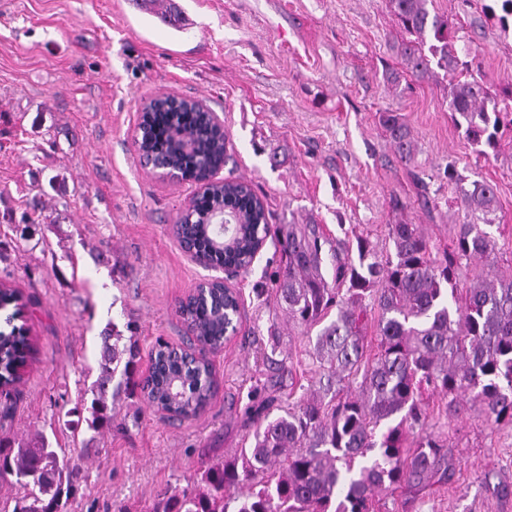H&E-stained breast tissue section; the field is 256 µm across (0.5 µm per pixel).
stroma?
Here are the masks:
<instances>
[{"label":"stroma","instance_id":"obj_1","mask_svg":"<svg viewBox=\"0 0 512 512\" xmlns=\"http://www.w3.org/2000/svg\"><path fill=\"white\" fill-rule=\"evenodd\" d=\"M177 32L135 0H0V282L32 302L34 353L0 393V440L43 438L65 454L76 488L68 512H148L165 489L194 484L206 464L246 445L248 409L271 393L300 397L313 382L308 338L254 286L272 271L265 247L232 281L242 298L236 335L211 360L218 387L198 416L176 420L139 394L111 403L112 424L71 428L91 403L101 338L134 337L137 375L157 339L179 345L181 300L212 269L172 233L195 191L145 168L134 143L141 101L161 93L204 101L224 119L223 177L251 183L270 221L313 219L328 234L390 244L388 227L420 225L442 247L463 217L453 167L493 184L487 230L499 273L512 272V129L499 155L478 154L448 115V78L392 88L402 31L389 0H174ZM480 64L491 93L512 85V18L492 0H429ZM399 112L415 141L402 163L379 124ZM278 338L270 340L268 327ZM285 359L272 373L268 354ZM456 471L411 506L383 496L380 512H512V425L469 406L446 421Z\"/></svg>","mask_w":512,"mask_h":512}]
</instances>
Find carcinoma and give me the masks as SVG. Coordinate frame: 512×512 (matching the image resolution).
I'll use <instances>...</instances> for the list:
<instances>
[{
	"mask_svg": "<svg viewBox=\"0 0 512 512\" xmlns=\"http://www.w3.org/2000/svg\"><path fill=\"white\" fill-rule=\"evenodd\" d=\"M429 0H390L408 38L397 42L406 73L421 80L439 69L448 74V112L476 146L499 147L498 133L512 126V90L491 95L474 72L470 49L457 47L448 17L430 13ZM404 73V74H406ZM404 74L390 71L397 86ZM140 148L183 175L203 180L226 161L223 135L206 114L185 99L166 95L151 107ZM379 121L400 160L414 158L411 130L392 110ZM194 139L196 154L172 150L174 133ZM462 222L452 246L439 250L417 224H391L393 248L379 251L369 238L339 239L313 220L271 224L253 188L242 181L209 183L185 216L195 247L216 266L248 270L254 240L272 244L278 266L257 296L274 294L288 321L317 333L310 357L319 364L318 387L286 405L269 396L250 410L249 447L202 470L194 489L166 492L152 512H377L379 495L400 493L405 501L448 484L456 464L440 433L427 429L422 391L448 400L446 413L479 404L496 424H512V273L474 283L459 292L462 261L488 259L496 248L480 223L496 209L494 186L473 180L460 187ZM222 205L242 222L236 245L217 246L208 214ZM235 298L214 288L180 306V314L202 349L224 342V306ZM377 312V352L367 354L366 320ZM104 340L99 389L88 427L110 424L106 393H143L148 407L195 417L207 406L215 384L205 359L193 368L162 353L150 367L148 385L135 379V354ZM28 345L22 334L0 335V379L15 383L14 364ZM0 475L25 489L12 512H67L74 485L57 449L8 448L0 441Z\"/></svg>",
	"mask_w": 512,
	"mask_h": 512,
	"instance_id": "1",
	"label": "carcinoma"
}]
</instances>
